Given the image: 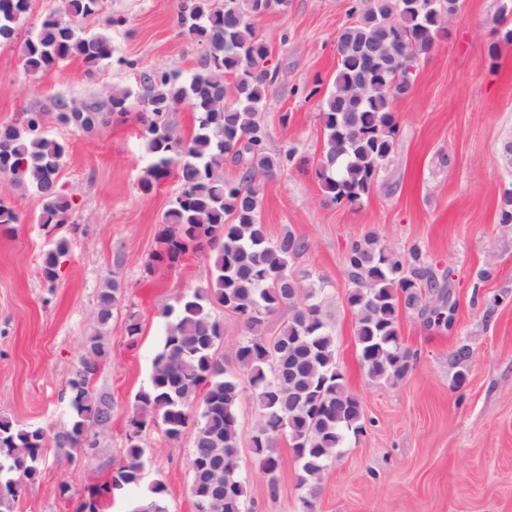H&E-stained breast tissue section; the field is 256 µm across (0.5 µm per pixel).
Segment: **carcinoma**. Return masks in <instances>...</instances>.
<instances>
[{
    "label": "carcinoma",
    "mask_w": 512,
    "mask_h": 512,
    "mask_svg": "<svg viewBox=\"0 0 512 512\" xmlns=\"http://www.w3.org/2000/svg\"><path fill=\"white\" fill-rule=\"evenodd\" d=\"M460 0H352L357 19L336 37L339 69L333 90L322 99L320 117L324 151L314 174L325 200L354 205L368 195L388 159L397 133L391 105L408 85L405 65L447 35L445 15ZM31 0H0V44L21 40L24 69L48 70L79 57L87 72L113 63L112 42L85 30L83 22L103 13L104 0H65V12L49 14L21 33L19 20ZM286 0H176L177 24L202 52L188 80L164 70L141 74V110L134 113L151 164L140 188L150 192L174 174L180 191L164 215L151 262L169 268L188 254L207 260L203 284L165 312L168 318L149 390L135 397L129 420L132 433L124 460L101 485L88 490L76 512H100L114 489L137 486L142 479V432L159 426L168 439L192 436L191 491L208 495L214 468H224V490L210 512H244L240 475L238 407L244 392L256 396L262 417L250 438L252 453L271 476L279 466L274 448L283 437L300 463L301 481L315 495L318 481L346 437L365 431L360 399L345 384L336 363L335 337L322 312V289L305 283L308 273L292 272L291 263L309 244L288 232L269 239L259 217L261 182L292 164L293 150L269 148L267 126L259 115L266 90L276 78L261 64L269 55L254 20ZM129 89H110L106 99L59 101V117L86 113L81 129L93 133L130 113ZM185 105L196 114L192 136L177 137L170 114ZM39 110L0 125V179L31 188L44 200L38 223L57 228L74 223V202L61 191L58 174L65 145L49 135ZM238 167L224 177V162ZM21 223L10 202L0 197V227ZM69 240L61 237L43 258V278L59 277ZM347 301L356 321L355 340L367 375L395 384L412 369L415 358L398 331L400 308L418 310L429 325H446L452 315L441 302L449 295L445 281L410 257L378 244L374 238L352 243L348 253ZM120 287L112 283L99 295L95 319L108 323ZM240 320L241 338L234 352L237 372L224 369L216 345L224 324L212 314L214 304ZM286 309L279 334H266L268 319ZM110 349L100 335L89 338L84 356L67 380L72 417L66 431L54 434L58 447L78 448L88 457L97 448V429L111 419L104 396L93 381ZM474 352L467 344L452 353L455 384L467 379ZM41 428L21 427L0 418V512H14L21 490L18 474L36 480L46 462ZM167 487L154 482L135 512H168Z\"/></svg>",
    "instance_id": "obj_1"
}]
</instances>
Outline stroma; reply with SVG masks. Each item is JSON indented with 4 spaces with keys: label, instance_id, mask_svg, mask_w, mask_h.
<instances>
[{
    "label": "stroma",
    "instance_id": "obj_1",
    "mask_svg": "<svg viewBox=\"0 0 512 512\" xmlns=\"http://www.w3.org/2000/svg\"><path fill=\"white\" fill-rule=\"evenodd\" d=\"M350 6L288 0L255 22L278 68L261 112L269 146L295 152L292 165L262 183L260 218L270 238L289 230L309 242L292 269L321 282L336 361L365 414V432L349 437L324 471L315 512H512V224L499 221L512 191V168L503 161L512 143V45L489 54L512 0H462L447 36L418 57L410 93L392 104V152L354 206L326 202L313 175L324 147L320 101L333 88L336 35L353 21ZM103 27L114 57L135 61L136 69L113 65L90 75L73 57L30 74L18 45H0V124L46 112L50 135L68 146L59 184L78 219L61 230L70 250L58 279L47 282L41 265L54 237L37 222L43 200L31 189L6 190L22 221L0 230V417L51 435L66 428V382L88 337L102 334L111 349L93 383L112 401L96 456L86 461L48 444L43 471L23 483L16 512H76L88 489L119 466L135 396L151 383L164 312L206 273L198 256L173 268L150 263L180 184L172 176L141 190L150 157L134 118L87 134L60 124L55 106L61 98L101 99L112 87L141 93L143 71L190 76L200 48L181 34L174 0H106L104 14L86 23L90 31ZM369 234L402 255L419 250L456 301L448 327L401 310L400 335L415 364L394 385L372 380L362 367L346 302L348 250ZM488 263L492 277L479 280ZM114 282L122 295L101 326L94 319L98 296ZM132 315L141 323L135 339L126 332ZM462 342L475 359L458 388L451 354ZM259 413L255 396L244 394L238 414L246 504L257 512H306L300 463L287 441L275 449L279 467L271 477L251 451ZM142 445L140 486L113 490L103 512H134L142 489L159 480L169 512H194L191 436L170 440L150 426Z\"/></svg>",
    "mask_w": 512,
    "mask_h": 512
}]
</instances>
